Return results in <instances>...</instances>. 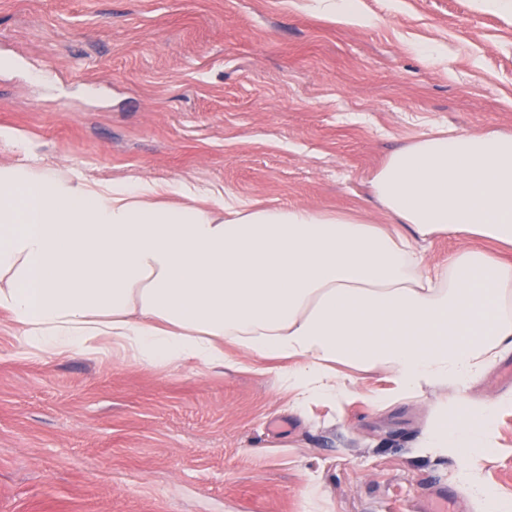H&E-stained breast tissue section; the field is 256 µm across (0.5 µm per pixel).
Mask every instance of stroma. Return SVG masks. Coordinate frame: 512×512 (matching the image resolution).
<instances>
[{
  "mask_svg": "<svg viewBox=\"0 0 512 512\" xmlns=\"http://www.w3.org/2000/svg\"><path fill=\"white\" fill-rule=\"evenodd\" d=\"M305 0H0V164L183 180L249 203L390 223L370 178L419 135L512 132V15L477 0H361L369 27ZM438 46L433 64L419 52ZM147 367L26 352L0 313V512H459L512 503V407L475 497L416 452L447 391L389 405L384 370L294 412L289 364ZM512 352L467 390L512 397ZM445 407V406H444Z\"/></svg>",
  "mask_w": 512,
  "mask_h": 512,
  "instance_id": "obj_1",
  "label": "stroma"
}]
</instances>
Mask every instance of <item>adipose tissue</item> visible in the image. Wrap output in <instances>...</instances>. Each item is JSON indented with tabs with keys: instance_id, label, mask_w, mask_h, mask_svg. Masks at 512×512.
<instances>
[{
	"instance_id": "adipose-tissue-1",
	"label": "adipose tissue",
	"mask_w": 512,
	"mask_h": 512,
	"mask_svg": "<svg viewBox=\"0 0 512 512\" xmlns=\"http://www.w3.org/2000/svg\"><path fill=\"white\" fill-rule=\"evenodd\" d=\"M394 228L343 212L212 198L186 182L76 179L0 165V312L45 356L120 352L137 364L235 367L232 344L288 360L298 403L350 394L342 367L387 369L386 396L449 388L420 445L465 467L475 495L503 402L465 390L512 350V259L448 234L512 247V133L437 130L393 151L371 179ZM487 244L479 240L463 241L453 236L441 237L426 244V259L431 264L448 261V254L462 247L483 248Z\"/></svg>"
}]
</instances>
